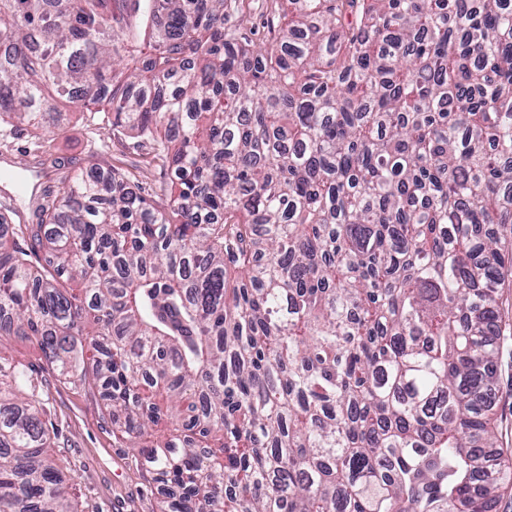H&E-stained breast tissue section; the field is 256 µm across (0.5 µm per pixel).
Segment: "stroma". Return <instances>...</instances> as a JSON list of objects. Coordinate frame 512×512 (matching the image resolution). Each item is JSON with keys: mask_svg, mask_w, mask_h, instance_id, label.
Wrapping results in <instances>:
<instances>
[{"mask_svg": "<svg viewBox=\"0 0 512 512\" xmlns=\"http://www.w3.org/2000/svg\"><path fill=\"white\" fill-rule=\"evenodd\" d=\"M281 7L282 0H240L251 47L267 45L266 19ZM39 142L25 128L0 127V155L8 156L14 167L25 168L38 189L57 188L61 173L93 164L133 175L149 192L161 195L168 189V174L147 164L134 138L113 137L111 121L72 116L65 134L53 136L52 154L46 159L36 151ZM503 309L494 406L499 441L489 451L497 462L512 458V287L503 291ZM6 352L30 376L51 436L49 454L77 512H161L159 487L142 466L137 449L117 431L92 382L49 363L34 341L11 338Z\"/></svg>", "mask_w": 512, "mask_h": 512, "instance_id": "35a3bbf8", "label": "stroma"}]
</instances>
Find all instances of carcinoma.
Masks as SVG:
<instances>
[{
  "mask_svg": "<svg viewBox=\"0 0 512 512\" xmlns=\"http://www.w3.org/2000/svg\"><path fill=\"white\" fill-rule=\"evenodd\" d=\"M0 0V123L112 113L170 170L0 213V512H76L24 372L86 369L164 512H491L512 274V0ZM48 253L31 264L19 245ZM282 0H240L239 10L246 19L247 36L250 48L268 44L269 35L266 28V19L272 13L280 12ZM156 402L162 407L163 412L161 413V418L159 419L158 423L153 425L152 428L149 430V435L144 437L143 442H149V443H160L164 441L172 432L173 426L166 415V401H165V394L162 396L158 395L156 398Z\"/></svg>",
  "mask_w": 512,
  "mask_h": 512,
  "instance_id": "obj_1",
  "label": "carcinoma"
}]
</instances>
